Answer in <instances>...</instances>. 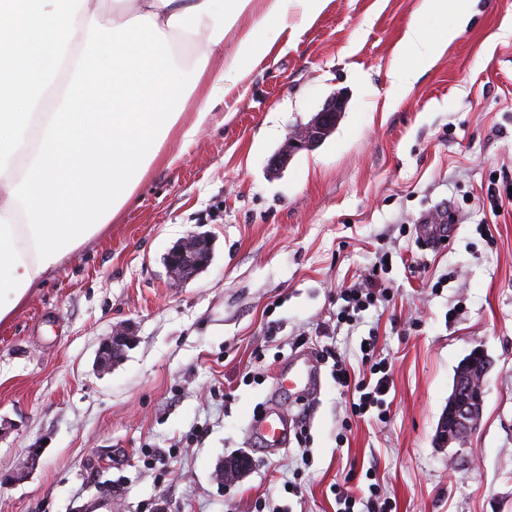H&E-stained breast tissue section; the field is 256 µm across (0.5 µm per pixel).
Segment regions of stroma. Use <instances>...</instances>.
Here are the masks:
<instances>
[{"label":"stroma","mask_w":512,"mask_h":512,"mask_svg":"<svg viewBox=\"0 0 512 512\" xmlns=\"http://www.w3.org/2000/svg\"><path fill=\"white\" fill-rule=\"evenodd\" d=\"M420 5L328 0L308 21L291 0L292 35L0 321V512H79L97 491L112 512H336L338 483L393 512H512V210L492 213L487 192L512 177V0H478L398 89L404 32L437 25ZM339 92L333 133L271 174L289 131ZM444 223L446 245L417 243ZM195 232L213 260L172 285L165 256ZM385 256L392 300L337 321V290ZM119 325L135 342L99 370ZM371 333L393 378L384 416L353 417L328 362L308 403L279 392L291 355L327 348L356 367ZM476 348L494 366L459 455L435 433ZM272 404L306 446L271 453L250 435ZM237 455L248 466L219 478Z\"/></svg>","instance_id":"1"}]
</instances>
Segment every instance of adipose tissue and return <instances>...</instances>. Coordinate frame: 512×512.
<instances>
[{"mask_svg":"<svg viewBox=\"0 0 512 512\" xmlns=\"http://www.w3.org/2000/svg\"><path fill=\"white\" fill-rule=\"evenodd\" d=\"M111 34L88 0H0V320L132 197L168 139L189 143L250 65L288 32V0H134ZM254 26L209 61L244 14ZM208 39L195 60L181 45ZM456 28L409 25L397 88L430 69ZM87 48L75 51L76 39ZM196 97L186 124L177 106Z\"/></svg>","mask_w":512,"mask_h":512,"instance_id":"obj_1","label":"adipose tissue"}]
</instances>
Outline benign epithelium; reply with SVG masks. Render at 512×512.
Listing matches in <instances>:
<instances>
[{
	"label": "benign epithelium",
	"mask_w": 512,
	"mask_h": 512,
	"mask_svg": "<svg viewBox=\"0 0 512 512\" xmlns=\"http://www.w3.org/2000/svg\"><path fill=\"white\" fill-rule=\"evenodd\" d=\"M342 93L332 96L314 119L291 131L269 161V171L278 174L302 150H313L327 138L343 112ZM213 259V242L206 234L192 233L178 241L167 253L165 262L170 277L182 282L204 271ZM133 337L117 327L103 338L96 363L107 369L123 357ZM493 367V360L482 349H475L459 365L454 377L448 409L437 430V440L444 447L464 449L478 430L484 410V380Z\"/></svg>",
	"instance_id": "7a95c632"
}]
</instances>
